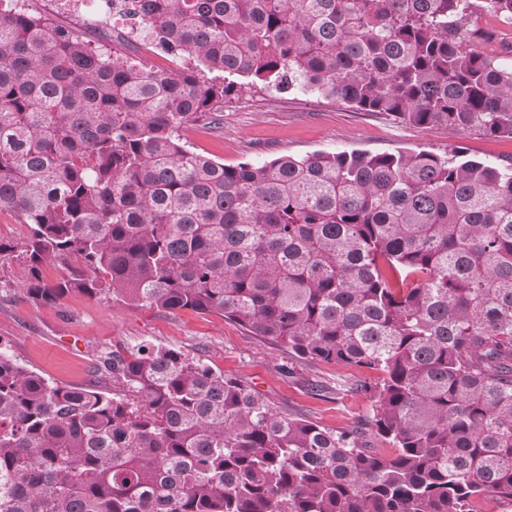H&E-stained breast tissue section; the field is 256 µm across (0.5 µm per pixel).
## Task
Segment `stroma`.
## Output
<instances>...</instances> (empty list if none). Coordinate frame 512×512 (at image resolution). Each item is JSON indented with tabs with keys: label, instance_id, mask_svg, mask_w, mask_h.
Segmentation results:
<instances>
[{
	"label": "stroma",
	"instance_id": "35a3bbf8",
	"mask_svg": "<svg viewBox=\"0 0 512 512\" xmlns=\"http://www.w3.org/2000/svg\"><path fill=\"white\" fill-rule=\"evenodd\" d=\"M183 139L190 150L227 166L353 149H459L491 162L512 157V139L406 125L293 89H259L231 99L221 129L199 123L186 128ZM25 279L24 266L0 270V343L21 364L66 385H107L96 370L101 352L171 347L250 385L281 412L336 429L368 415L370 402L359 385L381 377L366 368L297 358L214 314L135 308L78 292L52 305L37 303L23 290Z\"/></svg>",
	"mask_w": 512,
	"mask_h": 512
}]
</instances>
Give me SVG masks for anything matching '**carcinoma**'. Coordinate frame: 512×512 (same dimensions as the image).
Instances as JSON below:
<instances>
[{
	"label": "carcinoma",
	"mask_w": 512,
	"mask_h": 512,
	"mask_svg": "<svg viewBox=\"0 0 512 512\" xmlns=\"http://www.w3.org/2000/svg\"><path fill=\"white\" fill-rule=\"evenodd\" d=\"M156 69L0 7V268L216 314L384 377L330 430L177 349L70 387L0 347V512H477L512 503V160L313 152L226 166L181 142L224 101L300 87L402 123L512 139V0H142ZM75 260L48 284L42 269ZM396 448L381 453L377 443ZM472 24L477 29L489 31L493 34L491 40L481 45L485 54L512 59V55L508 52L512 46V25L505 24L496 16L486 12L475 13L472 16Z\"/></svg>",
	"instance_id": "carcinoma-1"
}]
</instances>
